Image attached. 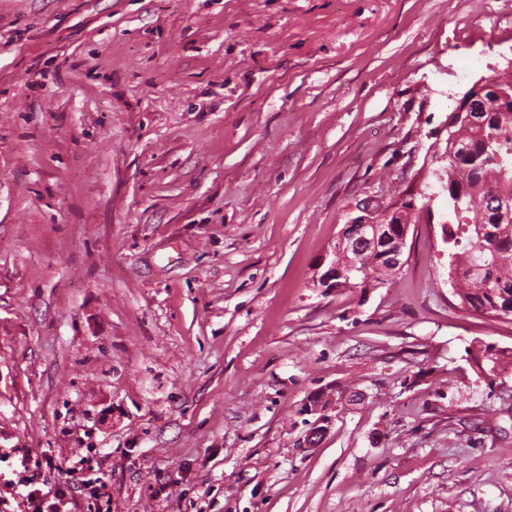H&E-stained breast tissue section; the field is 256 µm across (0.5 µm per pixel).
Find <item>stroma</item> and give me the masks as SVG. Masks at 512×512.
Masks as SVG:
<instances>
[{"instance_id":"stroma-1","label":"stroma","mask_w":512,"mask_h":512,"mask_svg":"<svg viewBox=\"0 0 512 512\" xmlns=\"http://www.w3.org/2000/svg\"><path fill=\"white\" fill-rule=\"evenodd\" d=\"M509 53L512 0H0V484L26 452L103 478L74 512H512V370L466 354L512 320L459 307L439 192ZM400 199L402 270L317 287ZM302 406L303 415L316 417L305 435L306 445L311 446L316 444L326 432L331 420L329 413L336 409V399L332 391L321 390L312 394L310 399L307 398Z\"/></svg>"}]
</instances>
